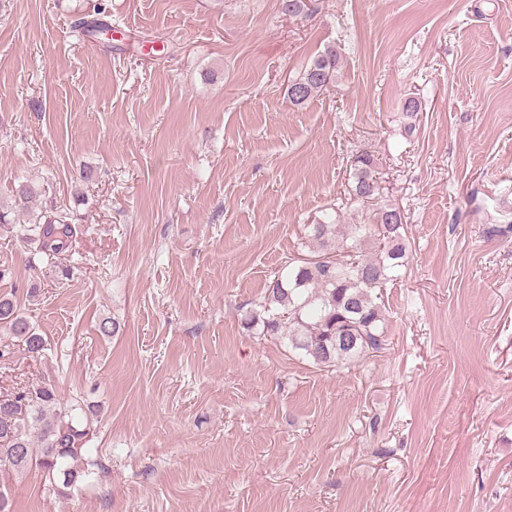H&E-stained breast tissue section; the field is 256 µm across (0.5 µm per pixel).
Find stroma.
I'll use <instances>...</instances> for the list:
<instances>
[{
  "instance_id": "35a3bbf8",
  "label": "stroma",
  "mask_w": 512,
  "mask_h": 512,
  "mask_svg": "<svg viewBox=\"0 0 512 512\" xmlns=\"http://www.w3.org/2000/svg\"><path fill=\"white\" fill-rule=\"evenodd\" d=\"M311 6L0 0V204L37 191L0 227V294L53 352L0 391L96 406L105 465L69 498L0 471L13 512H512V233H483L512 225V0ZM98 14L111 36H78ZM332 45L337 82L293 105ZM364 151L408 262L384 349L319 367L243 320L308 225L372 222ZM54 208L82 233L50 260L20 229ZM351 167L352 186L351 195L354 200L364 202L365 197L373 200L378 199L380 195V186L375 177V160L372 154L367 152L357 154L353 157Z\"/></svg>"
}]
</instances>
